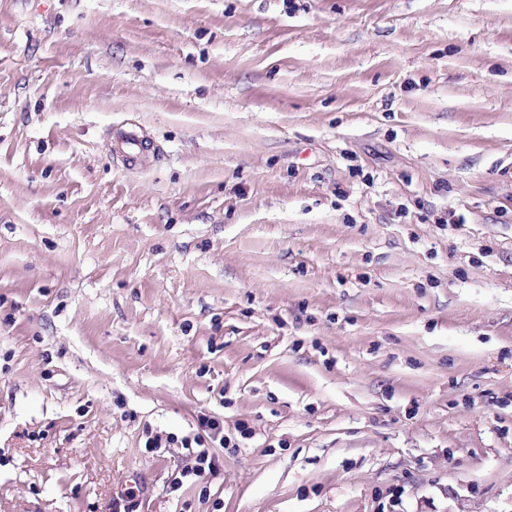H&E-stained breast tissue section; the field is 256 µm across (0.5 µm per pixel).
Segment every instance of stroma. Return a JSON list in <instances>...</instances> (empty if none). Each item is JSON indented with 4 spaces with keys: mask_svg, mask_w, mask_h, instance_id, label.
I'll list each match as a JSON object with an SVG mask.
<instances>
[{
    "mask_svg": "<svg viewBox=\"0 0 512 512\" xmlns=\"http://www.w3.org/2000/svg\"><path fill=\"white\" fill-rule=\"evenodd\" d=\"M130 490L512 512V0H0V512ZM143 137L135 130L124 131L120 139V156L128 165H137L146 152ZM194 443L199 448L196 453V465L190 471V474L202 478L207 472L211 473L217 465V457L209 450V446H206L202 436L194 438Z\"/></svg>",
    "mask_w": 512,
    "mask_h": 512,
    "instance_id": "stroma-1",
    "label": "stroma"
}]
</instances>
